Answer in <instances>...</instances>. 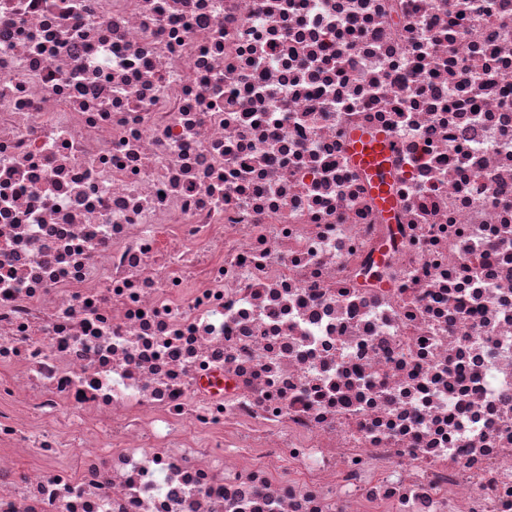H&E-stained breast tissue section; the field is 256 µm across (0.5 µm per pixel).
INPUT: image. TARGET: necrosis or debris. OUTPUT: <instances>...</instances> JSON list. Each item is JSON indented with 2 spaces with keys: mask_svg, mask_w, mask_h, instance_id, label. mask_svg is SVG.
<instances>
[{
  "mask_svg": "<svg viewBox=\"0 0 512 512\" xmlns=\"http://www.w3.org/2000/svg\"><path fill=\"white\" fill-rule=\"evenodd\" d=\"M0 512H512V0H0ZM359 136L356 138L357 142L355 145L356 157L360 164L366 167H375L382 160L383 153L388 150V147H383L379 139L374 142L362 139L358 141Z\"/></svg>",
  "mask_w": 512,
  "mask_h": 512,
  "instance_id": "1",
  "label": "necrosis or debris"
}]
</instances>
